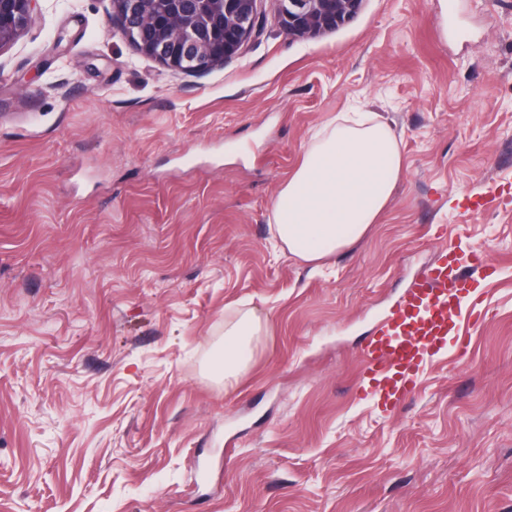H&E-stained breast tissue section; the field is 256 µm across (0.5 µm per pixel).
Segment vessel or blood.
Segmentation results:
<instances>
[{
    "instance_id": "obj_1",
    "label": "vessel or blood",
    "mask_w": 512,
    "mask_h": 512,
    "mask_svg": "<svg viewBox=\"0 0 512 512\" xmlns=\"http://www.w3.org/2000/svg\"><path fill=\"white\" fill-rule=\"evenodd\" d=\"M491 278L497 266L483 250L452 249L420 273L369 340L362 375L369 393L385 408L397 407L415 389L431 359L457 337L462 315L472 314V274Z\"/></svg>"
}]
</instances>
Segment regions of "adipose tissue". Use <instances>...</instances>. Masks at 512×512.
<instances>
[{"instance_id":"obj_1","label":"adipose tissue","mask_w":512,"mask_h":512,"mask_svg":"<svg viewBox=\"0 0 512 512\" xmlns=\"http://www.w3.org/2000/svg\"><path fill=\"white\" fill-rule=\"evenodd\" d=\"M404 169L393 131L367 112H343L316 129L301 163L271 206L275 237L310 263L347 248L379 223ZM266 334L254 309L224 318L210 369L232 390L251 368Z\"/></svg>"}]
</instances>
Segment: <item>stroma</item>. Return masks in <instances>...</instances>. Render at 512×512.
<instances>
[{
    "label": "stroma",
    "instance_id": "35a3bbf8",
    "mask_svg": "<svg viewBox=\"0 0 512 512\" xmlns=\"http://www.w3.org/2000/svg\"><path fill=\"white\" fill-rule=\"evenodd\" d=\"M201 75L112 32L111 0H39L0 50V512H512V0H363ZM397 134L379 223L318 264L270 207L312 132ZM488 250L466 351L408 400L363 348L456 242ZM268 334L231 391L224 313Z\"/></svg>",
    "mask_w": 512,
    "mask_h": 512
}]
</instances>
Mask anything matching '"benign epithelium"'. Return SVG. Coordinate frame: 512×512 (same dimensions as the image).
Here are the masks:
<instances>
[{"label":"benign epithelium","mask_w":512,"mask_h":512,"mask_svg":"<svg viewBox=\"0 0 512 512\" xmlns=\"http://www.w3.org/2000/svg\"><path fill=\"white\" fill-rule=\"evenodd\" d=\"M38 0H0V49L35 21ZM362 0H281L279 25L305 38L332 30ZM144 56L167 69L204 74L242 53L259 32L257 0H112L108 20Z\"/></svg>","instance_id":"1"}]
</instances>
